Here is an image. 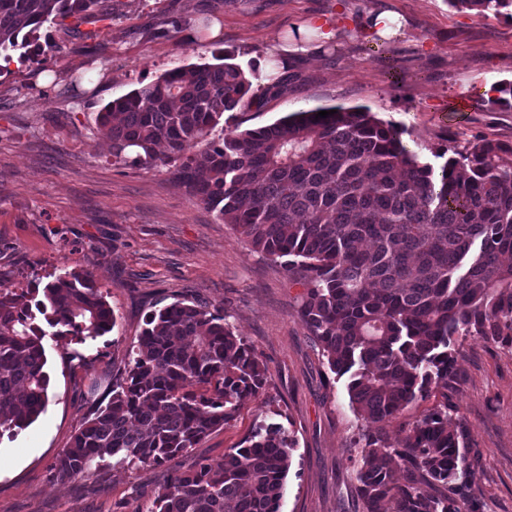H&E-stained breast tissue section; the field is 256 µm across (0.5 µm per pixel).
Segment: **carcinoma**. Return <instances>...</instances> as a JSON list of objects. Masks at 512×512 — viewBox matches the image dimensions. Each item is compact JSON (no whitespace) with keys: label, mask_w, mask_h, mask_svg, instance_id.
I'll return each mask as SVG.
<instances>
[{"label":"carcinoma","mask_w":512,"mask_h":512,"mask_svg":"<svg viewBox=\"0 0 512 512\" xmlns=\"http://www.w3.org/2000/svg\"><path fill=\"white\" fill-rule=\"evenodd\" d=\"M512 21V0H448ZM110 18L101 0H0V53L26 60L50 20ZM488 103L512 108V80ZM244 69L176 68L116 98L97 115L119 160L168 167L255 252L304 281L297 316L347 379L368 430L358 441L363 512H484L468 479L466 427L448 424L458 338L512 348V143L477 137L440 165L403 131L362 107L299 111L254 129L212 131L227 112L261 104ZM78 344L116 317L92 275L66 271L21 292H0V439L32 424L48 402L42 324ZM112 399L95 406L56 459L51 477L77 482L111 457L171 467L149 512H280L295 440L258 423L224 462L172 463L257 397L268 366L221 310L178 299L151 312L127 351ZM441 394L390 443L385 423Z\"/></svg>","instance_id":"obj_1"}]
</instances>
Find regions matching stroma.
I'll use <instances>...</instances> for the list:
<instances>
[{"mask_svg": "<svg viewBox=\"0 0 512 512\" xmlns=\"http://www.w3.org/2000/svg\"><path fill=\"white\" fill-rule=\"evenodd\" d=\"M111 20L46 23L44 52L0 75V291L50 272L91 273L117 324L76 344L45 337L50 374L44 412L0 441V512H147L165 468L109 462L82 482H53L50 469L87 416L108 402L146 316L178 299L222 308L266 362L260 395L235 421L177 459L220 463L259 422H278L295 442L281 512H362L353 440L359 421L345 380L330 372L297 318L301 284L252 251L218 211L191 198L164 166L116 161L96 118L113 99L166 71L230 54L261 68L272 44L280 74L295 83L261 108L234 113L251 129L300 110L363 106L397 125L419 158L474 137L512 142V109L490 106L486 86L512 80V22L449 7L447 0H107ZM400 15L389 40L368 17ZM322 18L333 40L305 45L289 32ZM219 22V35L204 21ZM202 27L197 43L180 27ZM465 100L463 110L451 105ZM449 398L468 429V462L484 512H512V349L463 340Z\"/></svg>", "mask_w": 512, "mask_h": 512, "instance_id": "35a3bbf8", "label": "stroma"}]
</instances>
